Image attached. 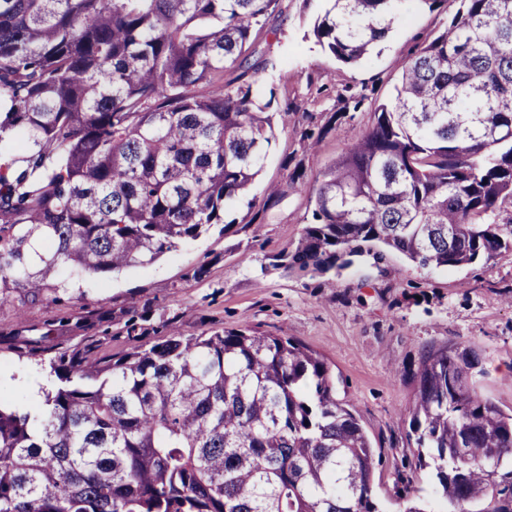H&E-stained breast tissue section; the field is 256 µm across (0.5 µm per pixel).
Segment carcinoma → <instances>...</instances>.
I'll use <instances>...</instances> for the list:
<instances>
[{
  "mask_svg": "<svg viewBox=\"0 0 512 512\" xmlns=\"http://www.w3.org/2000/svg\"><path fill=\"white\" fill-rule=\"evenodd\" d=\"M279 0H0V279L108 273L228 228L289 104L224 84ZM317 43L354 65L407 0H327ZM391 103L313 183L281 266L363 245L421 269L512 252V0H458ZM209 87L198 94L195 87ZM329 122L360 100L345 87ZM479 352H430L410 410L448 512H512V412ZM38 408L0 406V512H379L377 448L316 353L249 329L175 332L119 357L60 352Z\"/></svg>",
  "mask_w": 512,
  "mask_h": 512,
  "instance_id": "carcinoma-1",
  "label": "carcinoma"
}]
</instances>
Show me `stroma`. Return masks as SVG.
I'll return each mask as SVG.
<instances>
[{
    "label": "stroma",
    "mask_w": 512,
    "mask_h": 512,
    "mask_svg": "<svg viewBox=\"0 0 512 512\" xmlns=\"http://www.w3.org/2000/svg\"><path fill=\"white\" fill-rule=\"evenodd\" d=\"M325 7L324 0H279L245 67L224 74L228 83L256 81L259 99L273 95L295 107L236 208L240 223L214 226L145 266L96 275L61 267L38 296L0 305V396L15 406L30 403L32 387L53 384L51 359L88 340L96 341L98 354L123 355L132 346L125 324L133 316L145 344L165 325L183 336L244 328L288 336L331 366L337 396L353 404L378 448L372 486L381 512H405L398 490L406 479L440 512L408 440L414 373L433 350L474 345L483 369L478 387L512 407V253L429 270L365 246L322 273L284 269L279 257L312 221L308 194L288 187L294 167L313 179L368 130L376 105L393 97L403 61L444 28L458 3L411 9L355 65L341 64L316 43L311 30ZM342 86L366 99L353 117L331 127L336 98L329 90ZM274 185L285 194L272 203ZM252 209L264 218L243 223ZM201 266L205 274L195 276ZM23 336L42 337L41 356L22 354Z\"/></svg>",
    "instance_id": "obj_1"
}]
</instances>
